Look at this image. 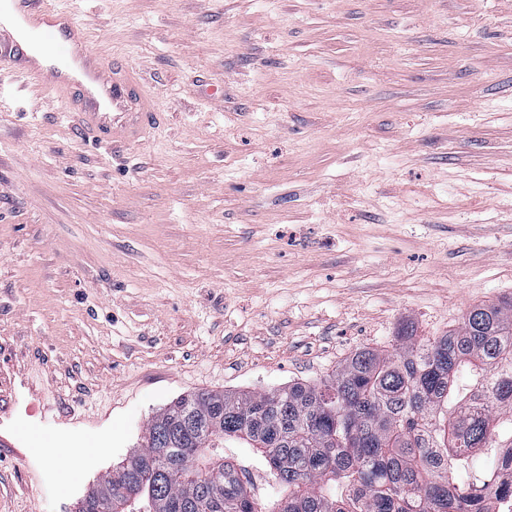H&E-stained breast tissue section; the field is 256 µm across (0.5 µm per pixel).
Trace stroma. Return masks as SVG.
<instances>
[{
  "label": "stroma",
  "instance_id": "35a3bbf8",
  "mask_svg": "<svg viewBox=\"0 0 512 512\" xmlns=\"http://www.w3.org/2000/svg\"><path fill=\"white\" fill-rule=\"evenodd\" d=\"M161 114L0 62V507L76 512L180 395L318 383L512 296V0H72Z\"/></svg>",
  "mask_w": 512,
  "mask_h": 512
}]
</instances>
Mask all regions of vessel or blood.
Wrapping results in <instances>:
<instances>
[{
    "mask_svg": "<svg viewBox=\"0 0 512 512\" xmlns=\"http://www.w3.org/2000/svg\"><path fill=\"white\" fill-rule=\"evenodd\" d=\"M11 12L14 26L0 24L1 57L30 86L56 98L81 90L79 120L104 143H133L158 123L153 99L136 90L135 77L120 62L106 64L93 51L73 12L54 0H0V14Z\"/></svg>",
    "mask_w": 512,
    "mask_h": 512,
    "instance_id": "vessel-or-blood-1",
    "label": "vessel or blood"
}]
</instances>
